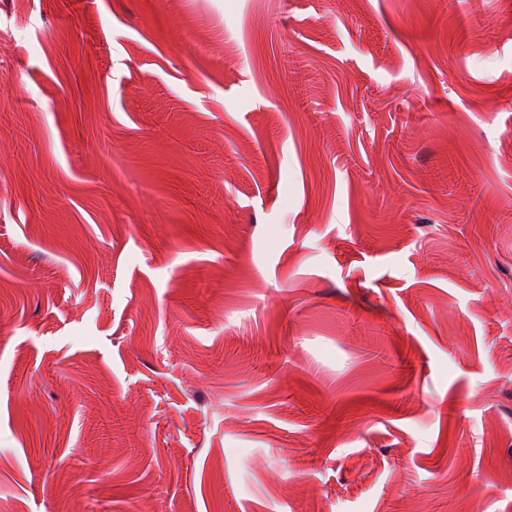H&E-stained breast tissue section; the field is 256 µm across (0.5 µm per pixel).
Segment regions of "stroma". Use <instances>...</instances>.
<instances>
[{
	"instance_id": "obj_1",
	"label": "stroma",
	"mask_w": 512,
	"mask_h": 512,
	"mask_svg": "<svg viewBox=\"0 0 512 512\" xmlns=\"http://www.w3.org/2000/svg\"><path fill=\"white\" fill-rule=\"evenodd\" d=\"M0 512H512V0H0Z\"/></svg>"
}]
</instances>
